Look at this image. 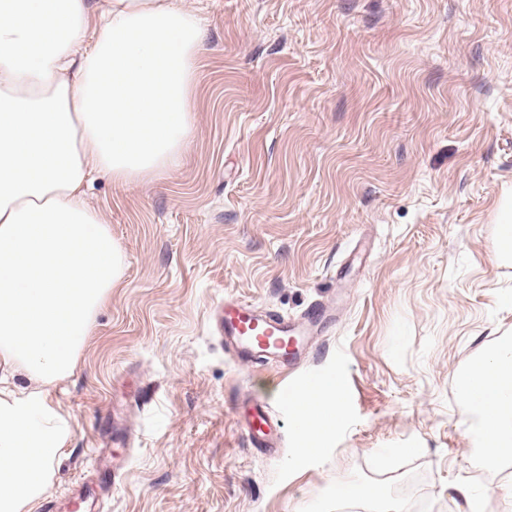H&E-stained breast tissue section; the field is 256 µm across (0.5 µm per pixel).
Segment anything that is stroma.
<instances>
[{
  "mask_svg": "<svg viewBox=\"0 0 512 512\" xmlns=\"http://www.w3.org/2000/svg\"><path fill=\"white\" fill-rule=\"evenodd\" d=\"M181 3L204 31L193 132L158 176L87 189L125 271L50 388L70 437L35 512H355L350 487L404 512H512V457L486 465L457 387L512 338V258L492 249L512 0ZM230 296L294 318L335 300L298 367L347 376L318 454L291 412L272 451L250 445L248 408L286 373L225 349L210 313Z\"/></svg>",
  "mask_w": 512,
  "mask_h": 512,
  "instance_id": "1",
  "label": "stroma"
}]
</instances>
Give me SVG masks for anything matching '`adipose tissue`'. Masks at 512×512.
Segmentation results:
<instances>
[{
  "label": "adipose tissue",
  "mask_w": 512,
  "mask_h": 512,
  "mask_svg": "<svg viewBox=\"0 0 512 512\" xmlns=\"http://www.w3.org/2000/svg\"><path fill=\"white\" fill-rule=\"evenodd\" d=\"M202 29L179 0H0V512H34L68 438L49 386L70 374L124 274L110 229L84 200L98 172L127 183L179 158L191 132ZM489 457L512 455V345L461 379ZM304 453L343 417L337 386Z\"/></svg>",
  "instance_id": "1"
}]
</instances>
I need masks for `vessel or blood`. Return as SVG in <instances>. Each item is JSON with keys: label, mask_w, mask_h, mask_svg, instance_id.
<instances>
[{"label": "vessel or blood", "mask_w": 512, "mask_h": 512, "mask_svg": "<svg viewBox=\"0 0 512 512\" xmlns=\"http://www.w3.org/2000/svg\"><path fill=\"white\" fill-rule=\"evenodd\" d=\"M211 318L225 347L232 350L240 362L254 363L265 359L286 368L307 355L306 338L324 325L327 309L320 303L311 305L297 322L277 311L230 298L212 312ZM345 381V375L338 370L304 374L281 387L279 406L285 410L297 409L301 396ZM247 426L252 443L259 448H269L273 428L269 404L258 402L251 406Z\"/></svg>", "instance_id": "obj_1"}]
</instances>
